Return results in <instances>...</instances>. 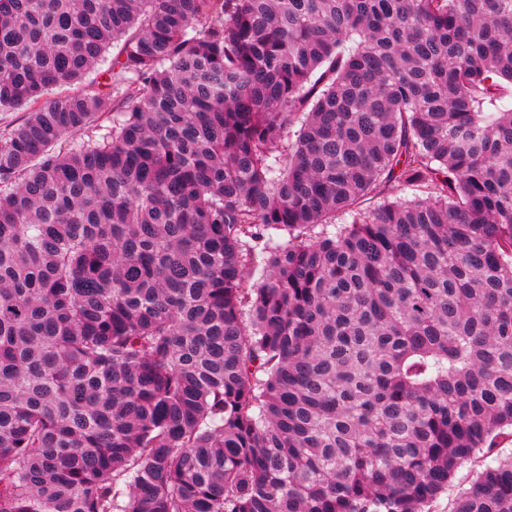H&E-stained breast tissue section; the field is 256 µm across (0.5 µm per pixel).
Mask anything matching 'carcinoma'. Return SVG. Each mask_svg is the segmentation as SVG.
<instances>
[{"mask_svg": "<svg viewBox=\"0 0 512 512\" xmlns=\"http://www.w3.org/2000/svg\"><path fill=\"white\" fill-rule=\"evenodd\" d=\"M506 90L512 0H0V512H426L512 437ZM512 439V438H511ZM500 439L499 446L491 454L483 455L480 453L472 460L464 462L456 471L452 482L448 487V493L441 494L429 507L430 512H449L452 507L453 499L461 489L467 488L475 471L485 468L486 464L490 463L497 453L509 454L512 452V440ZM487 457V458H486Z\"/></svg>", "mask_w": 512, "mask_h": 512, "instance_id": "cac0c4a2", "label": "carcinoma"}]
</instances>
